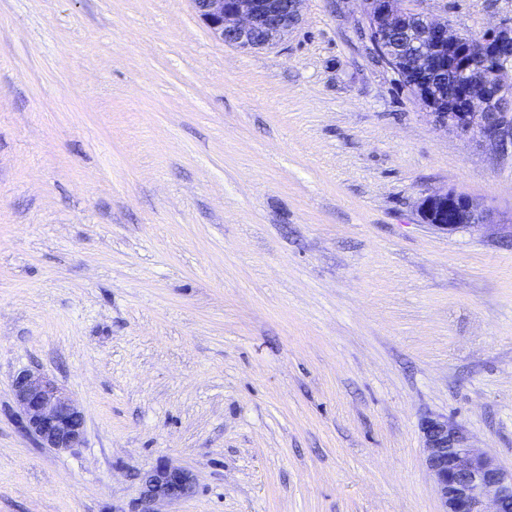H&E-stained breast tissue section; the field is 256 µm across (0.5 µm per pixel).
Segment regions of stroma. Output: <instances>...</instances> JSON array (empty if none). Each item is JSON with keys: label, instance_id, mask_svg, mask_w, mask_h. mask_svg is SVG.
I'll use <instances>...</instances> for the list:
<instances>
[{"label": "stroma", "instance_id": "35a3bbf8", "mask_svg": "<svg viewBox=\"0 0 512 512\" xmlns=\"http://www.w3.org/2000/svg\"><path fill=\"white\" fill-rule=\"evenodd\" d=\"M479 36L512 0H403ZM304 0L252 51L190 0H0V512H438L425 417L512 469V145L436 125ZM484 205L447 232L431 190ZM85 415L43 448L11 380ZM419 210L427 224L448 231L479 227L487 220L485 209L451 189L426 193L419 201ZM12 394L22 430L43 448L68 450L84 441L85 417L70 393L29 368L15 373ZM192 473L168 460L159 461L141 477V497L137 512H163L158 506L177 501L193 493Z\"/></svg>", "mask_w": 512, "mask_h": 512}]
</instances>
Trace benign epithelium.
Returning <instances> with one entry per match:
<instances>
[{"mask_svg": "<svg viewBox=\"0 0 512 512\" xmlns=\"http://www.w3.org/2000/svg\"><path fill=\"white\" fill-rule=\"evenodd\" d=\"M302 0H191L199 19L223 43L242 50L263 49L301 20ZM373 47L382 61L409 82L433 121L448 130L504 147L512 140V24L481 37L455 32L446 20L401 7V0H361ZM423 220L454 231L479 227L487 214L454 190L426 193L419 201ZM12 394L22 430L42 448L68 450L84 441L85 417L70 393L29 368L15 373ZM428 472L439 512H512V470L472 446L451 417L422 423ZM192 473L168 460L141 477L137 512L193 493Z\"/></svg>", "mask_w": 512, "mask_h": 512, "instance_id": "1", "label": "benign epithelium"}]
</instances>
